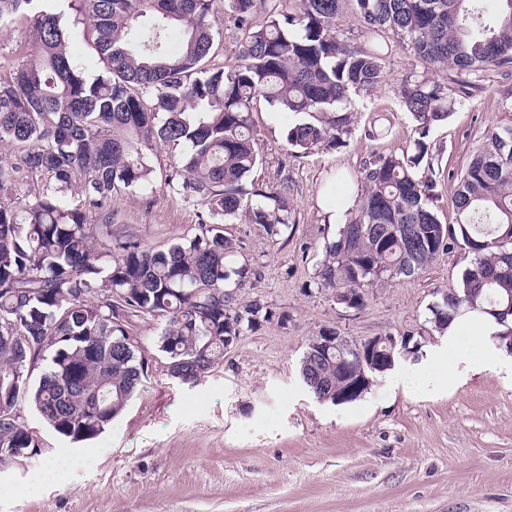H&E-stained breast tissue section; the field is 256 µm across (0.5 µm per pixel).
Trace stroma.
Masks as SVG:
<instances>
[{
	"label": "stroma",
	"instance_id": "35a3bbf8",
	"mask_svg": "<svg viewBox=\"0 0 512 512\" xmlns=\"http://www.w3.org/2000/svg\"><path fill=\"white\" fill-rule=\"evenodd\" d=\"M30 24L17 18L0 38V75L32 52ZM385 77L353 98L352 134L343 146L293 152L286 134L295 115L257 100L252 112L262 159L256 184L286 187L292 222L278 239L238 218L224 231L259 274L240 291L276 318L246 333L199 385L167 374L158 348L162 319L131 318L129 333L149 362L140 391L98 438L72 442L47 425L27 400L17 410L38 436L40 455L0 464V512H512V353L473 372L481 352L458 337L441 385L430 357L441 338L429 320L441 292L461 293L471 257L462 241L417 276L370 289L363 308L337 303L317 271L337 230L321 193L340 197L365 163L401 153L418 137L399 96L416 74L458 101L432 128L418 174L433 186L441 223H454L459 180L489 128L512 125V68L469 78L433 68L389 37ZM381 128L370 136L371 127ZM182 150H153L154 189L113 195V235L162 249L193 236L206 210L169 191L166 177ZM333 327L360 343L379 336L405 341L394 369L360 400L317 401L299 378L311 336Z\"/></svg>",
	"mask_w": 512,
	"mask_h": 512
}]
</instances>
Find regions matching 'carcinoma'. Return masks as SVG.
I'll return each instance as SVG.
<instances>
[{"mask_svg":"<svg viewBox=\"0 0 512 512\" xmlns=\"http://www.w3.org/2000/svg\"><path fill=\"white\" fill-rule=\"evenodd\" d=\"M262 2L224 0L243 32L227 66L218 60L216 0H0V33L25 16L35 47L33 58L0 76V145L20 153L17 163L0 160V190L29 176L53 182L22 210L0 201L1 463L12 459L10 450L41 453L16 411L22 397L75 442L100 436L121 414L148 368L126 318L164 319L159 349L169 376L188 386L223 361L230 338L272 320L260 301L236 298L257 272L237 264L238 247L223 227L242 215L274 239L289 226L286 189L248 187L261 163L255 98L300 116L287 140L307 154L350 134L352 96L381 81L389 33L423 62L453 70L464 96L466 76L512 64V0H356L365 46L341 38L339 0H296L295 9H275L257 25ZM69 11L89 20L103 64L91 82L67 50ZM400 97L419 138L362 167L356 213L326 246L318 285L360 309L370 288L408 277L407 268L419 272L459 237L471 255L462 294H442L431 323L441 334L461 309L478 311L505 326L495 339L512 352V125L486 132L456 192V223L443 224L416 169L430 129L448 119L457 99L417 76L404 80ZM157 141L183 147L166 184L197 199L208 221L166 249L126 236L97 250L100 226L88 216L112 235L106 206L115 193L152 185L145 148ZM396 224L410 225V234L391 233ZM323 336L310 338L300 367L319 402H354L395 365L393 336L360 372L336 350L323 353ZM38 364L41 376L31 384L26 367Z\"/></svg>","mask_w":512,"mask_h":512,"instance_id":"cac0c4a2","label":"carcinoma"}]
</instances>
